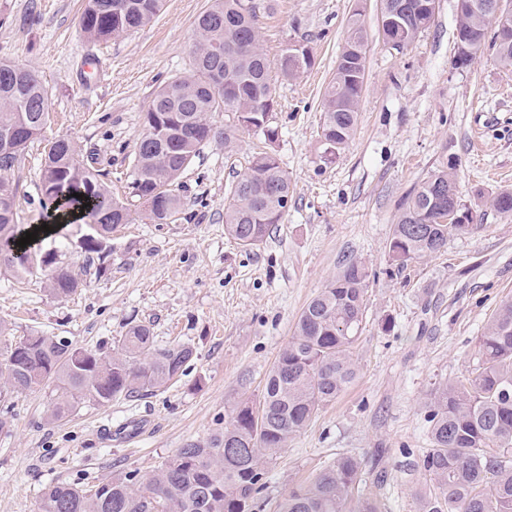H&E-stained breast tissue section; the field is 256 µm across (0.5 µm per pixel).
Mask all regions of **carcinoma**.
Returning a JSON list of instances; mask_svg holds the SVG:
<instances>
[{"label": "carcinoma", "mask_w": 512, "mask_h": 512, "mask_svg": "<svg viewBox=\"0 0 512 512\" xmlns=\"http://www.w3.org/2000/svg\"><path fill=\"white\" fill-rule=\"evenodd\" d=\"M380 33L391 48L409 47L431 25L434 15L424 0H383ZM485 0H458L454 66L466 67L485 46L494 26L495 62L512 68V14L495 17ZM162 0H85L81 31L92 42L149 25ZM363 10H353L323 99L321 158L345 149L355 134L366 76L367 33ZM260 15L253 0H209L197 20L189 69L157 91L145 113L144 133L132 162V193L142 201L146 219L170 224L181 213L173 184L216 136L214 112H229L224 147L239 131L263 134L270 142L274 101L270 66L260 41ZM282 76L295 78L311 65L304 43L288 44L278 62ZM49 96L38 72L0 59V238L15 243L26 233L37 238L55 233L54 222L74 211L93 221L84 239L88 260H98L95 275L106 273L101 243L127 220L124 203L112 197L95 153L82 152L67 137L53 141L44 158L42 193L62 197L64 211L47 213L49 230L16 220L17 184L12 176L32 135L47 127ZM79 193L82 198L74 197ZM456 165L444 161L409 195L388 244L389 257L403 267L430 256L448 243L454 227L440 218L454 206ZM112 199V212L100 209ZM292 200L288 174L272 152L253 157L248 170L230 188L224 204L225 231L244 247L259 245L281 222ZM498 212L512 214V190L490 198ZM31 246H14L3 262L17 276L38 271L50 293L67 298L83 286L61 266L58 251L43 254L42 265L28 264ZM368 273L351 260L306 304L292 336L270 369L259 399L245 398L232 408L224 426L207 439L186 444L147 477H113L84 489L57 484L45 490L39 512H255L265 489L267 464L277 458L326 404L354 382L359 365L354 343L363 322ZM194 356L186 343L159 347L144 324L128 327L120 350L104 355L76 347L63 337L30 335L0 350V404L40 386L56 394L51 418H67L85 401L136 398L178 380ZM472 377L438 387L428 404L433 444L422 468L434 493L423 512H512V300L502 303L478 339ZM364 477L362 460L341 455L306 484L288 490L278 512H378L375 502L354 496Z\"/></svg>", "instance_id": "1"}]
</instances>
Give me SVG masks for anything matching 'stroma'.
I'll list each match as a JSON object with an SVG mask.
<instances>
[{
	"label": "stroma",
	"mask_w": 512,
	"mask_h": 512,
	"mask_svg": "<svg viewBox=\"0 0 512 512\" xmlns=\"http://www.w3.org/2000/svg\"><path fill=\"white\" fill-rule=\"evenodd\" d=\"M256 2L270 62L295 41L311 48L312 65L275 80L277 139L245 130L233 149L208 143L174 185L182 219L157 226L145 223L128 175L144 115L158 88L187 69L208 0H165L151 25L102 42L80 31L83 0H0V57L34 68L51 98V123L16 175L19 223L41 221V162L57 136L95 149L113 196L128 208L127 223L112 234L105 277L87 269L84 222L61 225L41 243L44 251L62 248L83 276L70 298L0 268V321L14 341L39 332L112 353L127 325L138 323L159 346L196 349L169 387L87 402L61 422L50 417L52 388L16 395L10 430L0 433V512H38L57 483L146 475L223 427L237 401L259 396L303 308L351 260L368 271L358 376L267 465L262 512H277L290 488L342 454L362 459L361 495L380 512H419L420 495L432 491L420 468L431 446L426 403L440 385L469 378L479 336L512 297V214L489 203L512 190V69L495 63L489 45L469 66H454L457 0H437L430 28L401 52L378 32L380 0H367L358 127L326 164L322 96L356 0ZM265 149L287 172L293 200L266 240L246 249L224 230V204L251 155ZM446 159L456 163L459 196L476 227L397 267L388 254L393 226ZM103 424L112 427L111 442L97 432ZM134 424L145 432L122 438Z\"/></svg>",
	"instance_id": "obj_1"
}]
</instances>
